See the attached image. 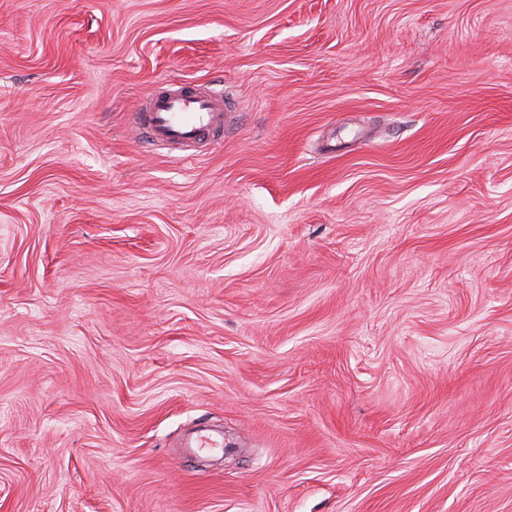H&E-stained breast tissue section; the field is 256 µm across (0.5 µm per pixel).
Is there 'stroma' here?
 Instances as JSON below:
<instances>
[{
	"label": "stroma",
	"mask_w": 512,
	"mask_h": 512,
	"mask_svg": "<svg viewBox=\"0 0 512 512\" xmlns=\"http://www.w3.org/2000/svg\"><path fill=\"white\" fill-rule=\"evenodd\" d=\"M0 512H512V0H0ZM233 105L223 97L171 84L157 88L134 113V127L151 147L191 146L224 137V112Z\"/></svg>",
	"instance_id": "stroma-1"
}]
</instances>
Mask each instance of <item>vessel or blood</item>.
Listing matches in <instances>:
<instances>
[{"label": "vessel or blood", "instance_id": "vessel-or-blood-1", "mask_svg": "<svg viewBox=\"0 0 512 512\" xmlns=\"http://www.w3.org/2000/svg\"><path fill=\"white\" fill-rule=\"evenodd\" d=\"M233 106L221 97L171 84L154 90L134 114V126L153 147L191 146L223 137Z\"/></svg>", "mask_w": 512, "mask_h": 512}]
</instances>
